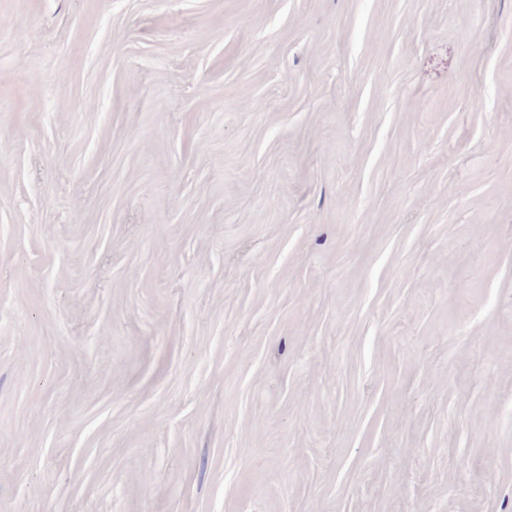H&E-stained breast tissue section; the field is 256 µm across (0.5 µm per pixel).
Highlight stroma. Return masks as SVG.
Wrapping results in <instances>:
<instances>
[{"mask_svg": "<svg viewBox=\"0 0 512 512\" xmlns=\"http://www.w3.org/2000/svg\"><path fill=\"white\" fill-rule=\"evenodd\" d=\"M0 512H512V0H0Z\"/></svg>", "mask_w": 512, "mask_h": 512, "instance_id": "1", "label": "stroma"}]
</instances>
